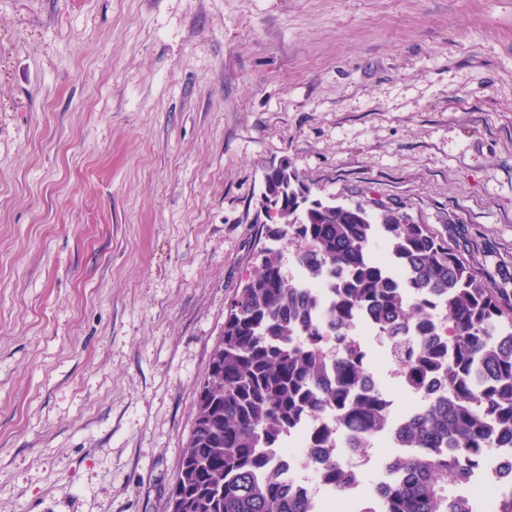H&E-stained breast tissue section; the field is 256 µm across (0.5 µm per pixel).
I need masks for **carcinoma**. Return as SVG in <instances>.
<instances>
[{
	"label": "carcinoma",
	"mask_w": 512,
	"mask_h": 512,
	"mask_svg": "<svg viewBox=\"0 0 512 512\" xmlns=\"http://www.w3.org/2000/svg\"><path fill=\"white\" fill-rule=\"evenodd\" d=\"M310 194L289 166L267 167L263 210L272 195L288 205L260 222L268 245L227 304L182 457L183 512H310L276 473L260 477L271 464L266 449L286 445L304 417L329 408L355 435L387 426L366 385L369 354L354 339L361 316L402 344L412 394L444 382L401 432L405 451L391 456L399 479L371 486L361 512H484L467 489L478 474L492 479L487 443L512 448V292L474 273L427 224ZM295 239L303 242L296 265L332 290L330 303L284 275L283 249ZM380 243L386 262L374 257ZM331 434L317 433L325 479L345 492L350 476Z\"/></svg>",
	"instance_id": "obj_1"
}]
</instances>
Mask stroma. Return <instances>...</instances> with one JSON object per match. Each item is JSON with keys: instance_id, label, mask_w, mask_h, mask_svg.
I'll list each match as a JSON object with an SVG mask.
<instances>
[{"instance_id": "stroma-1", "label": "stroma", "mask_w": 512, "mask_h": 512, "mask_svg": "<svg viewBox=\"0 0 512 512\" xmlns=\"http://www.w3.org/2000/svg\"><path fill=\"white\" fill-rule=\"evenodd\" d=\"M280 161L512 274V0H0V512H165Z\"/></svg>"}]
</instances>
